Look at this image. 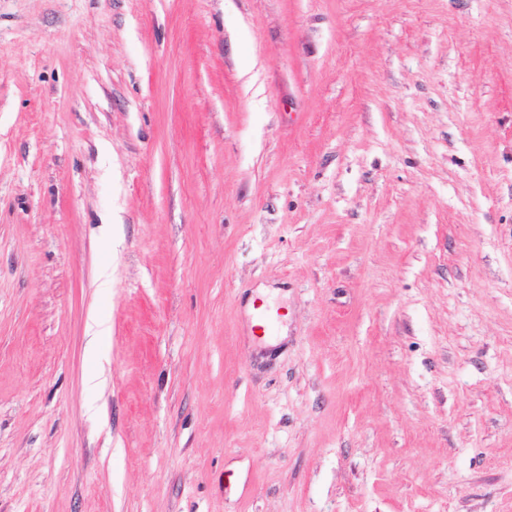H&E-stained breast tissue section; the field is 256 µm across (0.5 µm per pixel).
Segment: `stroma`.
Here are the masks:
<instances>
[{"label": "stroma", "mask_w": 512, "mask_h": 512, "mask_svg": "<svg viewBox=\"0 0 512 512\" xmlns=\"http://www.w3.org/2000/svg\"><path fill=\"white\" fill-rule=\"evenodd\" d=\"M0 512H512V0H0Z\"/></svg>", "instance_id": "1"}]
</instances>
